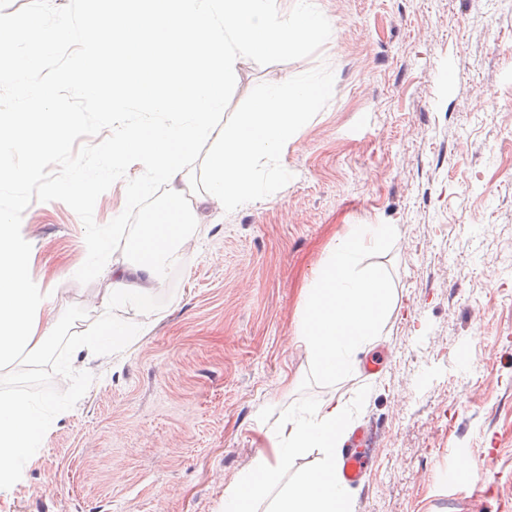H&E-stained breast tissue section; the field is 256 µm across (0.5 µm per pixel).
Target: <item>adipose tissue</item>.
<instances>
[{"mask_svg":"<svg viewBox=\"0 0 512 512\" xmlns=\"http://www.w3.org/2000/svg\"><path fill=\"white\" fill-rule=\"evenodd\" d=\"M290 17L277 14L274 0H109L108 9L81 36L82 54L59 75L60 83L81 90L106 110L128 111L141 103L171 115L169 124L129 128L113 137L109 166L122 170L140 162L152 185L169 187L165 213L144 225L133 247L134 263L121 267L109 259V242L89 239L76 276L109 273L111 288L100 297L102 316L92 335L75 336L72 360L89 365L103 351H121L134 336L147 335L111 320L109 311L144 301L159 282L165 262L188 239L196 207L217 200L225 207L262 197L263 169L279 156L306 124L313 107L331 86L314 75L294 83L267 86L259 111L223 126L228 88L238 59L253 54L277 56L302 47L311 38H326V17L309 0H297ZM214 139L203 159L204 185L188 208L183 184L185 166L197 146ZM29 254L12 217L0 215V365L21 351L40 357L53 342L58 317L55 292L29 281ZM67 413L52 411L19 394H0V484L10 483L40 437ZM345 407L329 399L313 408L289 412L269 449L259 451L250 469L224 490V512H253L255 503L278 483L291 459L310 448L324 461L279 488L270 512H353L346 487L337 477L340 450L346 440Z\"/></svg>","mask_w":512,"mask_h":512,"instance_id":"1","label":"adipose tissue"}]
</instances>
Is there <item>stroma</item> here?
Listing matches in <instances>:
<instances>
[{"instance_id": "obj_1", "label": "stroma", "mask_w": 512, "mask_h": 512, "mask_svg": "<svg viewBox=\"0 0 512 512\" xmlns=\"http://www.w3.org/2000/svg\"><path fill=\"white\" fill-rule=\"evenodd\" d=\"M329 38L241 58L225 123L305 74L335 91L278 163L283 179L212 204L173 281L112 318L151 332L69 365L106 280L71 277L85 229L32 202L28 274L58 292L51 353H19L0 393L68 404L0 512H221L310 365L296 340L313 270L350 224L397 227L376 262L396 306L365 353L378 370L312 386L383 431L354 512H512V0H313ZM468 366H461V357Z\"/></svg>"}]
</instances>
